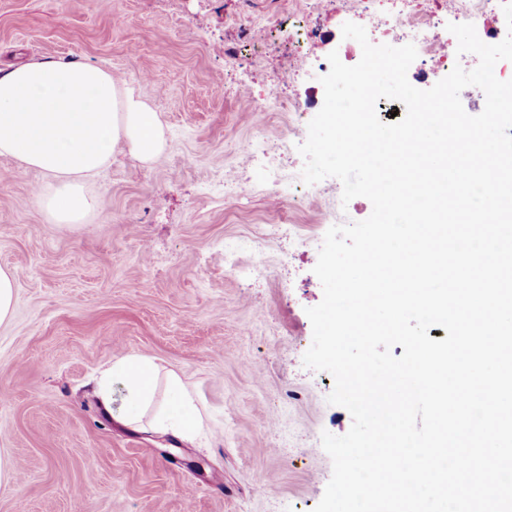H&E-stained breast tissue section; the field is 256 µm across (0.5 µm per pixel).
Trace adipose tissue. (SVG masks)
Here are the masks:
<instances>
[{
    "instance_id": "adipose-tissue-1",
    "label": "adipose tissue",
    "mask_w": 512,
    "mask_h": 512,
    "mask_svg": "<svg viewBox=\"0 0 512 512\" xmlns=\"http://www.w3.org/2000/svg\"><path fill=\"white\" fill-rule=\"evenodd\" d=\"M141 161L166 144L164 126L142 95L111 71L88 64L43 58L0 72V158L18 169L43 174L39 202L55 224L83 222L96 207L84 190L88 178L110 162L117 145ZM158 369L145 356L117 359L102 374L98 395L105 411L126 425L189 435L201 418L177 376L168 379V398L151 413ZM121 398H114V385Z\"/></svg>"
}]
</instances>
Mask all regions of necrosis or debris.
<instances>
[{
    "instance_id": "4bbe7bcc",
    "label": "necrosis or debris",
    "mask_w": 512,
    "mask_h": 512,
    "mask_svg": "<svg viewBox=\"0 0 512 512\" xmlns=\"http://www.w3.org/2000/svg\"><path fill=\"white\" fill-rule=\"evenodd\" d=\"M340 13L342 21L364 26L372 44H414L421 64L419 71L408 75L414 85L439 81L459 63L456 52L448 51L445 46L443 34L447 24H474L479 38L486 43L496 40L506 29L501 0H343ZM287 36L292 43L288 69L277 74L278 91L266 108L298 117L307 107L289 96V83L301 78H320L329 72L330 65L311 50L318 31L302 34L291 30ZM293 148L294 141L290 138L269 143L263 125L259 124L246 152L251 160H263L262 179L277 200L284 201L294 195L312 200L320 198L328 187L327 182L305 184L301 176L286 174L279 164V156L290 154Z\"/></svg>"
}]
</instances>
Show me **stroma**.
<instances>
[{"label": "stroma", "mask_w": 512, "mask_h": 512, "mask_svg": "<svg viewBox=\"0 0 512 512\" xmlns=\"http://www.w3.org/2000/svg\"><path fill=\"white\" fill-rule=\"evenodd\" d=\"M300 0H0V70L53 58L107 67L145 96L166 147L142 163L117 147L86 183L99 206L80 224L50 221L45 179L0 159V267L16 279L0 326V512H313L332 476L321 434L352 417L329 404L334 378L303 364L314 274L334 225L372 212L342 203L274 202L242 145L264 121L291 135L287 113H257L288 46L251 18L316 27L334 51L337 7ZM249 90L215 95L235 75ZM236 180L234 195L225 179ZM303 248L267 240L271 218ZM251 252L224 264V245ZM146 356L191 391L202 426L183 439L113 420L96 395L113 361Z\"/></svg>", "instance_id": "obj_1"}]
</instances>
